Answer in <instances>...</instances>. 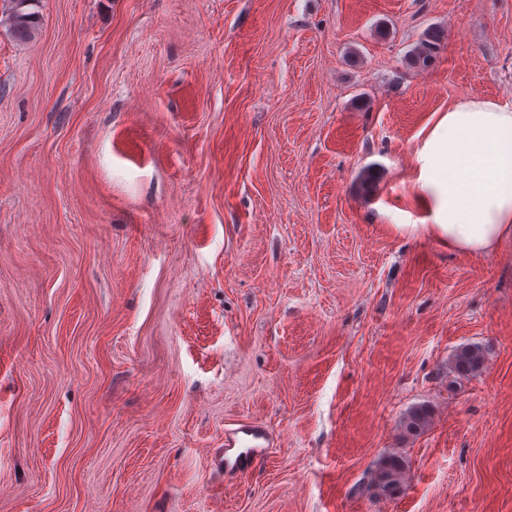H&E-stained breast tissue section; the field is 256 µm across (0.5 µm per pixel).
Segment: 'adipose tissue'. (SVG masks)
Wrapping results in <instances>:
<instances>
[{
  "label": "adipose tissue",
  "mask_w": 512,
  "mask_h": 512,
  "mask_svg": "<svg viewBox=\"0 0 512 512\" xmlns=\"http://www.w3.org/2000/svg\"><path fill=\"white\" fill-rule=\"evenodd\" d=\"M417 160L449 248L488 254L512 241V107L477 97L450 107Z\"/></svg>",
  "instance_id": "obj_1"
}]
</instances>
